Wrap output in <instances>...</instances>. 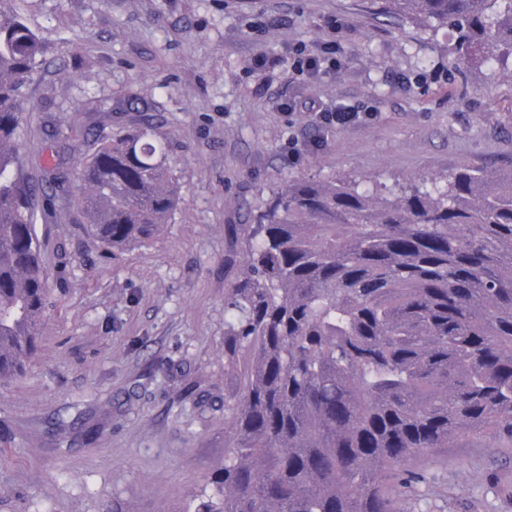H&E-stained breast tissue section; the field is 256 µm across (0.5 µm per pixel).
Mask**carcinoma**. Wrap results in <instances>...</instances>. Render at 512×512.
Returning a JSON list of instances; mask_svg holds the SVG:
<instances>
[{"label": "carcinoma", "mask_w": 512, "mask_h": 512, "mask_svg": "<svg viewBox=\"0 0 512 512\" xmlns=\"http://www.w3.org/2000/svg\"><path fill=\"white\" fill-rule=\"evenodd\" d=\"M457 34L458 67L512 55V0H393ZM46 45L0 0V386L27 375L50 290L36 187L18 177L25 89ZM150 115L96 128L73 205L111 251L179 203ZM224 323L230 443L184 512H399L405 463L489 431L512 441V172L398 193L292 180L246 228Z\"/></svg>", "instance_id": "carcinoma-1"}]
</instances>
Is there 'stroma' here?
Wrapping results in <instances>:
<instances>
[{
	"mask_svg": "<svg viewBox=\"0 0 512 512\" xmlns=\"http://www.w3.org/2000/svg\"><path fill=\"white\" fill-rule=\"evenodd\" d=\"M47 43L28 88L21 172L54 198L38 234L55 320L26 377L0 388V512H184L224 463V306L242 230L285 181L390 188L464 167L512 171V57L456 64V35L384 0H23ZM340 46L316 77L293 51ZM103 100L111 115L91 111ZM359 117L316 122L318 107ZM172 142L181 199L121 254L66 204L89 129L138 113ZM67 132L47 136V123ZM440 495L402 512H512V447L411 459Z\"/></svg>",
	"mask_w": 512,
	"mask_h": 512,
	"instance_id": "obj_1",
	"label": "stroma"
}]
</instances>
